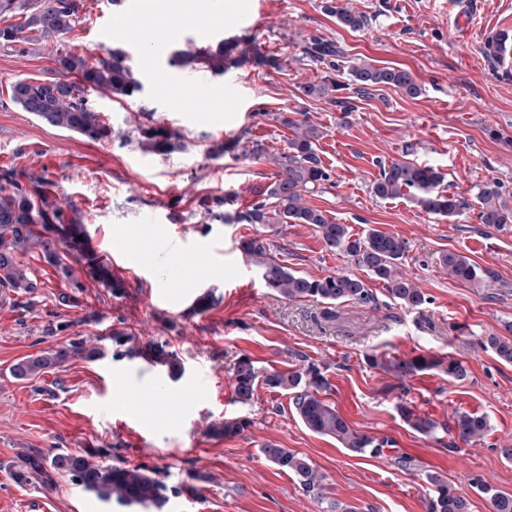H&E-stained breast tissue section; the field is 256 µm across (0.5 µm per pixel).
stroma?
Returning <instances> with one entry per match:
<instances>
[{"label":"stroma","mask_w":512,"mask_h":512,"mask_svg":"<svg viewBox=\"0 0 512 512\" xmlns=\"http://www.w3.org/2000/svg\"><path fill=\"white\" fill-rule=\"evenodd\" d=\"M225 2L208 0L200 13L197 0H87L68 48L92 59L123 49L142 83L125 100L93 95L112 127V139L100 143L49 126L9 99L15 81L51 76L52 45L34 42L21 55L0 50V168L49 179L57 200L84 213L95 251L127 283L116 298L86 281L80 307L59 308L61 282L33 258V307H16L13 295L0 293V512H128L64 480L46 488L14 477L33 448L51 455L108 446L128 464L164 470L173 486L188 472L201 474L198 496H170L163 512H328L336 503L349 512H427L434 473L469 499L470 512H492L481 485L512 492V460L502 454L512 448V364L482 341L512 322V223L483 224L473 210L448 221L410 195L380 198L373 184L383 166L410 159L440 169L449 192L463 197L499 181L512 206V0H346L371 18L358 32L337 25L324 0H249L246 12L226 10ZM460 11L471 20L463 33L452 25ZM171 27L181 30L180 41L202 45L255 42L283 66L246 64L216 77L172 68L179 41L166 38ZM496 33L508 39L495 65L482 48ZM313 35L341 47L336 77L345 84L351 66L365 61L409 69L422 95L383 87L361 96L346 87L332 100L303 97L301 87L322 75L319 63L299 53ZM145 109L182 135L183 151L156 156L121 142ZM294 111L323 133L330 180L310 204L353 232L379 228L402 239L401 272L425 295L422 306H400L370 277L371 303L338 304L335 319L324 320L322 303L289 301L265 288L238 242L264 233L272 255L304 276L359 274L352 258L326 249L311 225L260 230L213 220L198 206L206 194L230 199L238 211L262 200L270 164L237 151L213 158L208 150L244 133L284 150L288 132L274 115ZM450 251L491 279L453 280L440 264ZM208 291L213 306L191 312ZM50 324L59 330L49 337ZM119 325L141 340L169 343L184 375L175 381L143 359L110 355L76 357L28 381L9 373L16 360L66 346L73 334L105 336ZM419 355L458 360L466 376L453 381L427 370L402 377L367 363ZM244 357L265 372L315 363L329 383L323 399L353 428L384 441L383 454L361 457L312 433L288 395L274 389L258 387L251 404L236 403L233 376ZM403 404L432 419L436 431L414 430L399 413ZM463 412L486 417L480 441L457 443L453 427ZM235 416L251 420L242 435H209L208 424ZM269 443L299 453L323 475L325 502L265 459ZM402 455L411 465H397Z\"/></svg>","instance_id":"obj_1"}]
</instances>
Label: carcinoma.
I'll list each match as a JSON object with an SVG mask.
<instances>
[{"instance_id":"cac0c4a2","label":"carcinoma","mask_w":512,"mask_h":512,"mask_svg":"<svg viewBox=\"0 0 512 512\" xmlns=\"http://www.w3.org/2000/svg\"><path fill=\"white\" fill-rule=\"evenodd\" d=\"M325 10L344 29L359 31L370 23L368 16L343 6L342 0H326ZM86 12V0H0V20L17 19L0 27V47L15 49L33 39L55 41L58 48L53 56L54 76L14 82L9 99L41 121L96 143L112 139V128L97 111L91 95L101 93L123 100L140 92L142 84L127 63L126 54L119 49L92 62L61 47L64 39L81 24ZM301 53L325 64L328 70L321 81L301 87L302 96L324 98L343 89L342 82L335 78L336 56L340 54L335 43L313 35L303 42ZM247 62L279 67L278 60L264 54L255 43L235 39L222 40L214 46L189 41L170 56L173 67L198 66L213 76H222L227 69ZM350 75L361 93L388 86L410 98L422 94V86L405 68L363 62L351 66ZM144 117L145 121L138 123L134 130L136 142L144 153L166 156L183 150L184 143L177 132L154 125L149 113ZM276 121L289 132L288 149L271 153L257 140L242 136L236 141L244 155L263 157L274 166V179L266 190L267 200L256 201L248 209L230 215L221 212L227 204L226 198L210 197L203 201L207 214L229 224H311L328 248L353 258L358 266L384 284L399 305L408 309L423 305L425 295L399 272L404 255L402 240L377 228L354 235L347 225L329 220L324 211L308 203L307 197L330 180L328 169L317 154L322 131L305 119L283 112L277 113ZM442 182L443 177L435 168L407 159L383 167L373 191L380 198H392L407 190L422 210L448 220L475 208L483 224L512 222L499 182L477 185L469 199L447 192L441 188ZM49 185L50 181L42 175L29 176L23 181L13 168L0 172V287L15 294V305L30 307V297L37 291L38 283L29 276L21 257L37 251L67 282V290L57 295L61 307H78L81 303L85 285L75 276L74 262L81 264L83 272L108 288L113 296L124 293L125 284L112 274V265L90 248L85 216L75 206H63L54 200ZM238 249L259 267L265 287L289 301L312 298L325 304L323 318L327 321L336 317L333 310L336 304L373 300L371 289L357 276L332 273L314 278L297 274L270 253L269 243L263 236L240 239ZM440 263L450 277L463 284H481L489 277L487 270L460 253L448 252L441 256ZM106 339L112 342L117 356L142 358L174 380L184 374L185 367L177 351L162 342L142 343L127 329H113ZM483 346L501 361L512 364L511 338L493 334L484 338ZM71 356L94 361L103 357L104 351L77 333L64 348H48L18 360L10 373L18 380H31ZM387 369L403 376L436 369L450 380L466 375L460 362L443 357L391 362ZM233 382L234 398L242 405L251 403L257 387L265 385L290 396L294 413L311 432L334 438L360 455L378 456L383 452L384 441L354 429L335 407L319 397V391L327 387V379L313 363L289 372L263 374L253 361L244 357L238 362ZM400 414L421 433L431 434L436 429L433 421L415 415L405 405L400 406ZM249 425L250 420L244 416L225 417L209 424L208 432L214 437L229 438L243 433ZM487 430V420L481 415L462 414L455 422L457 436L465 443L483 438ZM262 453L280 471L293 475L306 493L321 501L325 499L322 475L305 457L274 444L266 445ZM111 456L110 448L78 453L61 451L50 456L34 452L25 457L26 468L16 473V480L27 483L35 479L51 486L55 477L60 476L105 503L115 501L129 508L162 512L169 500L164 475L143 465H114L109 462ZM430 483L435 487V496L430 499L429 512H470L469 501L456 494L447 480L432 475ZM483 491L490 499L492 512H512V494L488 485Z\"/></svg>"}]
</instances>
